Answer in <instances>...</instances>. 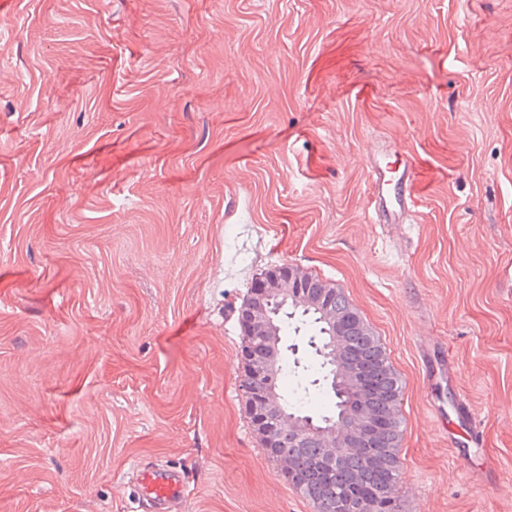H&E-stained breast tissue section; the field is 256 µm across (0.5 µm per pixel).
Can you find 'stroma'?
<instances>
[{
  "mask_svg": "<svg viewBox=\"0 0 512 512\" xmlns=\"http://www.w3.org/2000/svg\"><path fill=\"white\" fill-rule=\"evenodd\" d=\"M284 263L402 377L401 512H512V0H0V512H142L154 463L314 512L240 388ZM371 198L376 211H380L386 222L405 223L411 203V188L418 173L412 161L402 171H392L389 166H372Z\"/></svg>",
  "mask_w": 512,
  "mask_h": 512,
  "instance_id": "35a3bbf8",
  "label": "stroma"
}]
</instances>
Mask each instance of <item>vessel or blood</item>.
<instances>
[{
  "instance_id": "obj_1",
  "label": "vessel or blood",
  "mask_w": 512,
  "mask_h": 512,
  "mask_svg": "<svg viewBox=\"0 0 512 512\" xmlns=\"http://www.w3.org/2000/svg\"><path fill=\"white\" fill-rule=\"evenodd\" d=\"M371 198L376 210L386 221L404 223L411 203V188L417 169L405 164L402 171L390 167L375 166L371 169ZM138 499L143 503L166 508L167 512H179L184 497V480L179 471L155 464L138 469Z\"/></svg>"
}]
</instances>
